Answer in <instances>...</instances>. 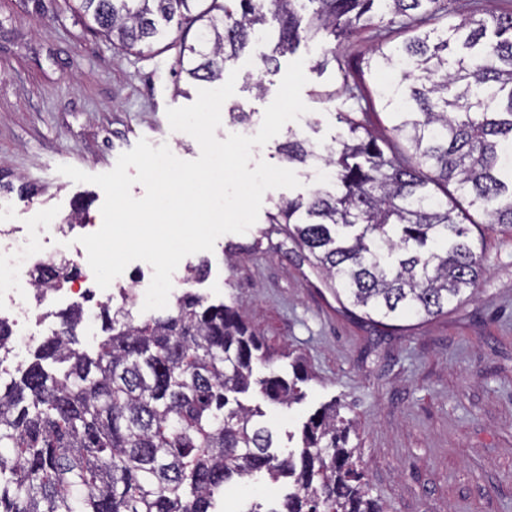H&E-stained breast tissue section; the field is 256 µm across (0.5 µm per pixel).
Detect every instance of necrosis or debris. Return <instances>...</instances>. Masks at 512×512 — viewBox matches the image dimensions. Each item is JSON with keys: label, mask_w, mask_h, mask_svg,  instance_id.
I'll return each mask as SVG.
<instances>
[{"label": "necrosis or debris", "mask_w": 512, "mask_h": 512, "mask_svg": "<svg viewBox=\"0 0 512 512\" xmlns=\"http://www.w3.org/2000/svg\"><path fill=\"white\" fill-rule=\"evenodd\" d=\"M56 231L53 224H10L5 214H0V314H6L13 327L9 344L16 358L39 342L34 326L55 319L62 298L86 301L89 295L78 279L66 294L52 290L45 292L42 300L34 299L29 270L48 266L71 252L66 238L57 236Z\"/></svg>", "instance_id": "4bbe7bcc"}]
</instances>
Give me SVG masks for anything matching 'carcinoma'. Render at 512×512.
Returning a JSON list of instances; mask_svg holds the SVG:
<instances>
[{"mask_svg":"<svg viewBox=\"0 0 512 512\" xmlns=\"http://www.w3.org/2000/svg\"><path fill=\"white\" fill-rule=\"evenodd\" d=\"M89 26L140 53L168 34L159 20L197 27L177 66L198 81L223 78L248 45L268 41L265 67L301 43L358 32L377 44L366 69L397 67L408 91H380L393 120L378 141L370 108L346 115L328 155L288 139L284 161H320L332 178L276 205L268 223L307 252L367 318L434 316L474 292L483 255L464 225L468 209L512 231V0L481 13L462 0L448 24V0H73ZM405 39L384 46L386 32ZM467 31L468 53L448 56V31ZM343 92L368 100L359 80ZM81 276L63 260L36 269L41 293ZM135 303L99 317L106 338L95 353L76 348L81 306L57 314L19 378L0 383V512H216L232 483L264 473L290 490L268 512H382L364 490L349 427L336 406L309 416L301 447L279 450L263 413L238 395L251 386L288 405L307 380L253 377L269 360L239 312L184 291L166 316L138 320Z\"/></svg>","mask_w":512,"mask_h":512,"instance_id":"carcinoma-1","label":"carcinoma"}]
</instances>
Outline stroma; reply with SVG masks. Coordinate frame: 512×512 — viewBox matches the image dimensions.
<instances>
[{"mask_svg": "<svg viewBox=\"0 0 512 512\" xmlns=\"http://www.w3.org/2000/svg\"><path fill=\"white\" fill-rule=\"evenodd\" d=\"M155 42L141 55L127 53L87 28L70 0H0V197L12 203V221L63 220L81 204L83 220L102 221L104 192L59 173L72 165L90 174L113 169L140 139L167 145L183 160L198 158V143L171 131L166 111L195 102L199 86L180 75L179 45ZM316 41L280 57L265 71L262 45L249 46L236 61L235 94L227 104L248 112L241 125L223 119L218 139L258 131L293 59L308 79L302 99L308 113L290 123L253 160L281 165L287 137L320 146L345 129L350 103L340 94L335 66L319 70ZM373 106L370 126L389 134L391 121L378 97L397 85V70L351 71ZM264 90L256 92L254 80ZM300 189L265 193L264 213L243 234L220 236L213 251L185 257L179 274L208 261L207 276L191 283L208 302L238 306L243 319L274 354L257 375L288 370L297 361L308 375L302 400L277 405L258 390L245 404L261 406L280 446L322 404L340 402V415L356 427L351 444L360 450L369 494L383 512H512V233L474 214L469 237L484 258L477 293L431 318H405L395 326L345 308L284 234L268 224L275 202L308 193L324 169L294 165ZM284 482L256 475L227 488L220 512L276 506Z\"/></svg>", "mask_w": 512, "mask_h": 512, "instance_id": "35a3bbf8", "label": "stroma"}]
</instances>
